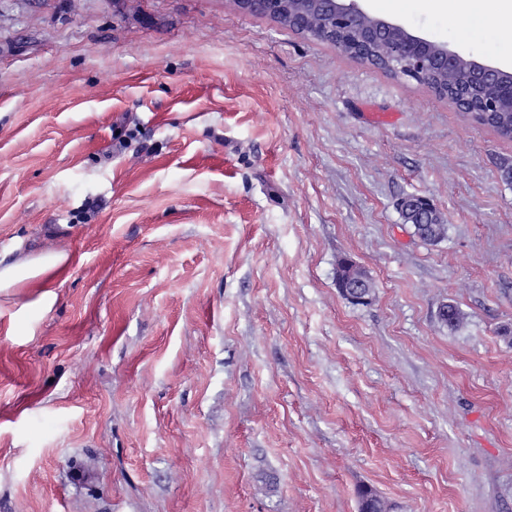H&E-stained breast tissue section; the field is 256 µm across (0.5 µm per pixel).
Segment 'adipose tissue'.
<instances>
[{
	"instance_id": "obj_1",
	"label": "adipose tissue",
	"mask_w": 512,
	"mask_h": 512,
	"mask_svg": "<svg viewBox=\"0 0 512 512\" xmlns=\"http://www.w3.org/2000/svg\"><path fill=\"white\" fill-rule=\"evenodd\" d=\"M459 23L461 38L470 39L489 32L488 17L491 0H438ZM74 257L64 251H47L23 260L0 257V294L25 293L36 290L37 302L51 309L55 300V285L66 274Z\"/></svg>"
}]
</instances>
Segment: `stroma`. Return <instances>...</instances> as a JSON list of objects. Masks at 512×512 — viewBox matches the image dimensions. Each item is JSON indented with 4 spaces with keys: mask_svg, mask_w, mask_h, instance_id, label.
Returning a JSON list of instances; mask_svg holds the SVG:
<instances>
[{
    "mask_svg": "<svg viewBox=\"0 0 512 512\" xmlns=\"http://www.w3.org/2000/svg\"><path fill=\"white\" fill-rule=\"evenodd\" d=\"M387 18L512 72L499 17ZM506 165L430 88L232 0H0V254L75 256L50 311L0 295V512H512ZM401 207L412 209L421 220L428 219L430 211L435 209L430 199L421 195H411L409 198L407 197L402 202ZM400 213L404 223L411 224L414 228L415 235L421 240L434 244L445 237L447 227L446 224H443L437 211L439 221L430 219V224H415V214L403 208L400 209ZM359 265L350 258H342L336 269V288L354 304L367 303L370 297L362 293L359 282H354L353 272ZM357 288V289H356Z\"/></svg>",
    "mask_w": 512,
    "mask_h": 512,
    "instance_id": "stroma-1",
    "label": "stroma"
}]
</instances>
